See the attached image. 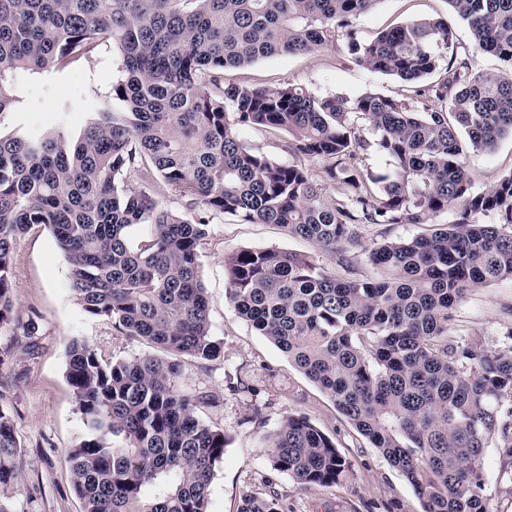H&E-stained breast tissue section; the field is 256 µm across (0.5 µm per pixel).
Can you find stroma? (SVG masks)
<instances>
[{
  "mask_svg": "<svg viewBox=\"0 0 512 512\" xmlns=\"http://www.w3.org/2000/svg\"><path fill=\"white\" fill-rule=\"evenodd\" d=\"M427 17L447 21L458 41L468 43V29L447 0H380L356 20L355 30L359 39L367 40L398 23ZM226 77L271 88L295 84L319 97L350 101L367 93L396 95L403 87L400 80L359 65L343 38L316 54L260 60L227 71ZM111 83L112 55L105 50L49 76H20V103L0 115V132L49 125L57 105L65 102L70 110L64 130L78 137L88 122L85 94L106 92ZM465 163L475 190H485L512 171V138L501 140L491 153L467 151ZM452 219L448 212L430 224L363 225L360 247L342 257L275 224H247L228 215L214 219L202 251L201 273L211 334L223 342L224 355L208 363L186 360L183 369V386L198 399L197 416L224 430L229 440L210 486V512H237L244 495L268 486L278 492L284 512H421L412 487L341 415L333 400L239 317L227 298L224 257L241 249L273 247L313 256L339 279L379 278L383 272L367 261L366 248L432 233ZM11 292L15 319L0 326V399L9 408L21 445V478L0 486V502L11 512H82L64 462L67 450L85 433L66 378L68 343L88 340L108 361L147 355L153 348L84 312L70 289L68 263L48 227H34L16 242ZM30 319L38 326L33 337L21 328ZM511 326L512 280L507 279L470 288L453 311L450 333L493 345ZM296 414L328 434L346 459L349 469L335 485L303 488L272 469L262 439ZM485 497L489 512H512V477L502 475L493 444L485 450Z\"/></svg>",
  "mask_w": 512,
  "mask_h": 512,
  "instance_id": "stroma-1",
  "label": "stroma"
}]
</instances>
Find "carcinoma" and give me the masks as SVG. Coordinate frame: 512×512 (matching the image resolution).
Instances as JSON below:
<instances>
[{
    "label": "carcinoma",
    "mask_w": 512,
    "mask_h": 512,
    "mask_svg": "<svg viewBox=\"0 0 512 512\" xmlns=\"http://www.w3.org/2000/svg\"><path fill=\"white\" fill-rule=\"evenodd\" d=\"M381 0H0V116L19 103L16 76L43 75L112 49V85L76 140L52 129L0 135V324L14 308L15 242L51 227L83 310L163 355L103 361L68 344L67 379L85 436L65 463L84 512H209L228 445L195 414L183 360L214 361L200 249L213 219L278 224L326 251L356 245L364 224H429L430 236L388 241L368 260L382 279L342 280L313 257L277 248L224 257L239 316L317 384L413 488L422 512H488L484 448L497 440L512 472V327L490 348L448 334L451 310L473 286L512 280V171L476 192L465 147L492 152L512 136V0H448L470 44L438 18L408 21L370 40L353 20ZM345 32L363 67L407 94L319 98L301 86L226 80L231 68L314 54ZM483 54L505 67L488 72ZM376 139L364 138L355 120ZM287 132L297 161L250 147L243 127ZM376 148L384 175L365 168ZM305 158L323 164L328 200ZM161 180L185 202L168 207ZM477 214L495 221L479 224ZM147 226L138 244L131 230ZM274 471L297 484L334 485L346 460L301 415L266 436ZM20 443L0 404V485L20 477ZM239 512H281L279 495L250 494Z\"/></svg>",
    "instance_id": "obj_1"
}]
</instances>
